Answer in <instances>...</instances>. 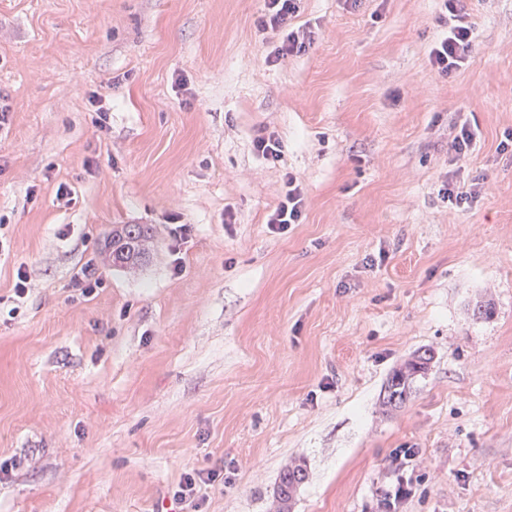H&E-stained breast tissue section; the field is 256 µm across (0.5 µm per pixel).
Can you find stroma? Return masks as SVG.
Listing matches in <instances>:
<instances>
[{"label": "stroma", "mask_w": 512, "mask_h": 512, "mask_svg": "<svg viewBox=\"0 0 512 512\" xmlns=\"http://www.w3.org/2000/svg\"><path fill=\"white\" fill-rule=\"evenodd\" d=\"M263 5L0 0V512H161L198 471L195 512H278L292 464L290 512H376L401 476L397 512H512V0H466L446 76L442 0H301L315 41L276 66ZM120 224L155 229L137 268L102 254ZM446 12L450 13L448 34L438 39L429 51V61L441 75H448L461 69L470 58L474 29L461 14L463 0H443ZM287 190L284 198L267 219L268 227L272 231H285L290 224L300 223L303 214L304 196L297 177L287 175ZM429 360L430 356L429 358H416L410 361L404 368L393 372L385 387L387 391V404L390 406H397L403 404L407 400L413 379L420 373L424 372ZM391 389H394V391L389 395L388 391ZM394 395H398V398L395 401H393ZM296 475H299V478H296ZM304 479L305 473L301 465L288 467V469L281 474L278 485V498L282 506L279 512L288 511V501L292 498V494L296 487ZM414 487L404 479H398L392 490H388L378 502V512H394L400 502L414 495Z\"/></svg>", "instance_id": "stroma-1"}]
</instances>
